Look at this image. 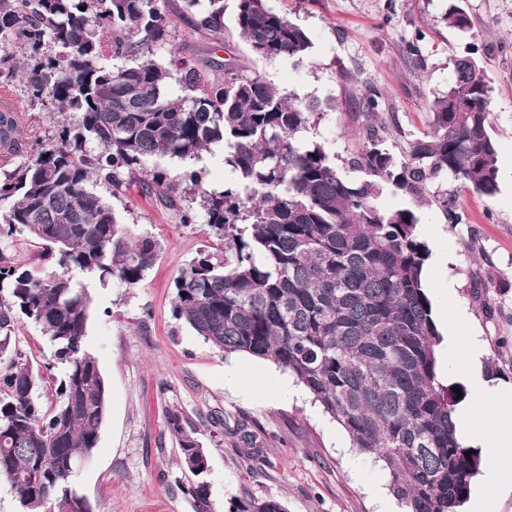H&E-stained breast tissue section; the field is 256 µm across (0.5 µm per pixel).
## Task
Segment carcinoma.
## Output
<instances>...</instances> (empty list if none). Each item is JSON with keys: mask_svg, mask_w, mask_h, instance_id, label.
<instances>
[{"mask_svg": "<svg viewBox=\"0 0 512 512\" xmlns=\"http://www.w3.org/2000/svg\"><path fill=\"white\" fill-rule=\"evenodd\" d=\"M173 14L222 43L224 0H0V83L20 79L29 105L78 115L13 166L18 128L5 119L12 106L0 108V234H27L55 266L37 276L0 257V480L23 512H91L71 479L97 447L107 390L85 344L92 298L79 276L135 288L159 243L132 235L89 182L115 194L139 179L183 224L197 214L179 204L182 194L197 196L224 237V257L202 254L179 271L174 317L219 352L247 353L293 377L352 447L382 462L403 512H463L484 460L452 421L462 402L454 389L466 390L439 366L417 207L450 177L461 190L499 192L479 47L455 59L447 91L427 103L429 130L403 155L386 146L393 127L380 117L382 92L369 86L354 97L361 148L336 157L307 137L324 116L321 101L259 72L227 67L206 86L191 59L158 61ZM442 20L472 27L456 4ZM234 21L258 60L298 61L312 48L309 32L270 0H237ZM105 45L133 64H104ZM216 148L236 173L219 191L203 185L197 166ZM163 157L182 161V172L146 167ZM386 195L402 203L384 207ZM22 321L43 329L60 368L48 407L36 395L41 371L12 349ZM166 425L191 476L194 512H214L197 428L177 408ZM229 512L288 509L245 492Z\"/></svg>", "mask_w": 512, "mask_h": 512, "instance_id": "carcinoma-1", "label": "carcinoma"}]
</instances>
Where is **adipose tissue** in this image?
I'll list each match as a JSON object with an SVG mask.
<instances>
[{"label":"adipose tissue","instance_id":"1","mask_svg":"<svg viewBox=\"0 0 512 512\" xmlns=\"http://www.w3.org/2000/svg\"><path fill=\"white\" fill-rule=\"evenodd\" d=\"M482 343L479 337L469 339L466 359L447 356L441 370L448 379L468 377L479 399L458 406L453 414L459 436L465 446H480L486 465L479 479L482 492L474 493L464 506L465 512H487L486 491L512 493V388L484 381L480 374ZM226 388L246 392L263 401H280L294 392L281 374L271 370L255 372L241 365L224 371Z\"/></svg>","mask_w":512,"mask_h":512}]
</instances>
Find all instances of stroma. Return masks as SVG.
<instances>
[{
    "mask_svg": "<svg viewBox=\"0 0 512 512\" xmlns=\"http://www.w3.org/2000/svg\"><path fill=\"white\" fill-rule=\"evenodd\" d=\"M280 11L309 32L313 48L299 62L260 61L239 38L236 0H224V40H210L180 20L171 23L170 53L191 58L204 83L223 79L225 66L245 73L263 72L301 99L331 101L333 109L313 127L310 138L331 154L356 152L361 140L354 105L346 88L371 85L385 95L398 130L387 145L401 153L408 140L427 132L426 102L446 90L453 64L467 46L479 47L480 66L491 86L489 121L497 142L499 192L486 198L456 191L464 221L452 225L436 205L419 208L420 218L434 217L422 229L430 249L429 287L454 288L470 326H448L442 334L459 336L451 352L464 357L469 330L480 336L482 368L497 384L512 386V0H272ZM465 8L472 28L449 29L442 16L451 4ZM417 46L410 55L408 45ZM0 95L21 115L19 139L32 144L66 117L28 107L21 83L0 84ZM96 192L123 223L160 245L158 257L134 288L119 281L88 277L94 299L86 344L105 379L108 404L93 455L73 482L91 512H194L177 462L176 442L165 421L168 409L181 408L199 429L209 456L206 480L215 512L231 498H282L288 512H377L374 492L387 488L380 463L352 448L346 433L314 404L306 391L286 402L262 403L224 387V369L267 362L246 354L224 355L172 314L174 279L199 254L222 252L224 242L205 218L184 224L175 210L149 194L141 182L112 196L102 184ZM255 435L258 457L244 451L240 430Z\"/></svg>",
    "mask_w": 512,
    "mask_h": 512,
    "instance_id": "obj_1",
    "label": "stroma"
}]
</instances>
